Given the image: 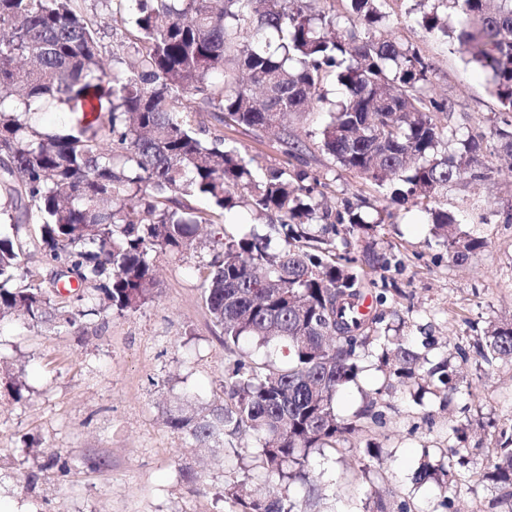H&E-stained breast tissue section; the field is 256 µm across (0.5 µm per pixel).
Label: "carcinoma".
Here are the masks:
<instances>
[{
    "label": "carcinoma",
    "mask_w": 512,
    "mask_h": 512,
    "mask_svg": "<svg viewBox=\"0 0 512 512\" xmlns=\"http://www.w3.org/2000/svg\"><path fill=\"white\" fill-rule=\"evenodd\" d=\"M81 0H0V321L73 328L81 320L122 315L152 300V254H197L202 297L224 331L233 359L222 396L207 406L185 397L165 424L192 442L228 452L250 432L266 476L300 482L303 499L264 495L243 481L224 490L228 512H311L320 489L311 479L312 451L335 448L360 427H381V391L349 421L336 399L359 384L362 361L377 353L402 384L456 390L448 358L429 359L434 342H396L384 313L359 312L365 292L394 255L376 249L377 225L350 204L334 209L307 167H262L220 148L224 127L258 130L291 157L305 143L288 117L322 106L321 151L344 170L393 186V196L432 217V234L453 260L486 242L463 235L438 207L464 180L483 182L495 169L481 143L461 137L435 115L453 110L426 93L431 65L395 30L384 35L383 0H350L356 24L343 27L313 0H98L112 27L125 32L108 50ZM420 23L457 41L476 72L486 75L502 118V153L512 157V0H420ZM462 15L449 29L448 7ZM344 89L328 97L329 76ZM81 113L77 133H59L23 119L31 111ZM456 141L448 154L441 143ZM197 194L213 209L248 210L271 236L224 235L207 244L200 225L211 214L182 201ZM38 221L35 249L66 270L79 290L62 293L57 272L28 265L23 240ZM250 339L284 343L281 363L254 366L239 352ZM487 363L512 358V324L494 326L474 343ZM447 462L420 464L414 480L443 487L468 465L466 428L453 430ZM500 455L481 480L512 490V432L501 431Z\"/></svg>",
    "instance_id": "obj_1"
}]
</instances>
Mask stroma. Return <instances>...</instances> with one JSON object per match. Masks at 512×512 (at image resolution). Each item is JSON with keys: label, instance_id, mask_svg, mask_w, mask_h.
Listing matches in <instances>:
<instances>
[{"label": "stroma", "instance_id": "35a3bbf8", "mask_svg": "<svg viewBox=\"0 0 512 512\" xmlns=\"http://www.w3.org/2000/svg\"><path fill=\"white\" fill-rule=\"evenodd\" d=\"M383 9L430 62L428 94L453 101L442 124L481 136L486 161L499 168L500 105L486 78L466 65L457 42L419 25L418 0H385ZM224 146L287 170L304 163L325 182L329 204L392 212L376 237L378 249L398 261L385 274L390 291L384 311L410 344L434 337L439 355L512 319V223L495 216L512 201L511 172L499 168L491 180L459 184L441 198L440 207L456 217L461 231L486 241L480 252L456 263L431 234L430 215L393 201L390 188L342 170L316 144L297 160L263 133L228 126ZM480 206L491 214L488 223L478 221ZM154 264L155 298L109 316L105 326L48 331L20 320L0 324V510L228 512L226 486L246 478L251 488L261 487L254 435L236 439L240 456L228 463L163 421L183 396L203 406L220 395L228 359L223 330L202 299L195 258L160 253ZM363 366L359 386L336 403L339 416H353L363 406L361 389L388 387L376 356L366 357ZM454 367L465 385L449 405L430 393L417 399L407 387L389 388L383 427L359 431L311 456L322 491L315 512H371L380 499L391 507L409 500L412 512H445L448 498L457 512H512V495L479 478L500 453V431L512 428V360L489 364L473 355ZM17 381L25 386L19 398L13 393ZM460 425L468 428V468L445 490L414 484L423 453L439 458ZM370 441L381 449L371 463L363 456ZM51 455L68 461L67 474L46 467ZM186 469L198 473V485L181 480ZM32 472L39 475L34 484L27 481Z\"/></svg>", "mask_w": 512, "mask_h": 512}]
</instances>
